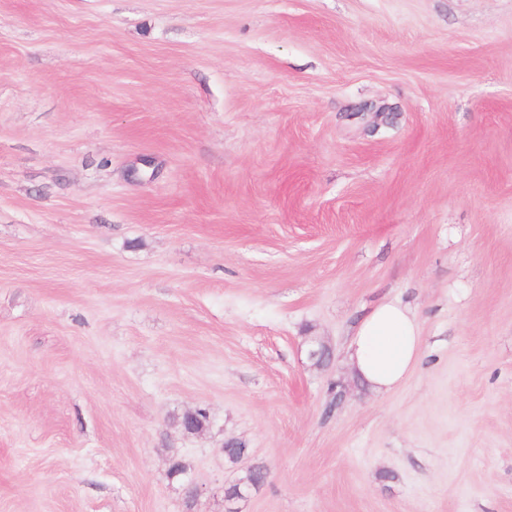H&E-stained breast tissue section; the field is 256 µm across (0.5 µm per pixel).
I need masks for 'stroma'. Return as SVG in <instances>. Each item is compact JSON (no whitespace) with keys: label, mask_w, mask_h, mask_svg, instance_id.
I'll return each mask as SVG.
<instances>
[{"label":"stroma","mask_w":512,"mask_h":512,"mask_svg":"<svg viewBox=\"0 0 512 512\" xmlns=\"http://www.w3.org/2000/svg\"><path fill=\"white\" fill-rule=\"evenodd\" d=\"M0 512H512V0H0ZM351 336L350 364L356 376L376 391L396 387L418 358L420 324L415 314L398 301L376 306ZM266 474V468L263 465L251 466L243 478L225 489V498L228 501L244 498L251 487H256L264 482Z\"/></svg>","instance_id":"stroma-1"}]
</instances>
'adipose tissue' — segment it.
Listing matches in <instances>:
<instances>
[{
  "label": "adipose tissue",
  "mask_w": 512,
  "mask_h": 512,
  "mask_svg": "<svg viewBox=\"0 0 512 512\" xmlns=\"http://www.w3.org/2000/svg\"><path fill=\"white\" fill-rule=\"evenodd\" d=\"M421 329L415 314L397 301L376 306L358 324L348 345L356 376L369 388L388 391L413 368Z\"/></svg>",
  "instance_id": "1"
}]
</instances>
